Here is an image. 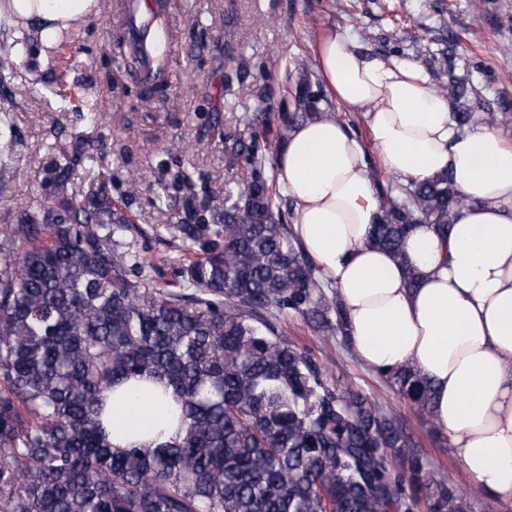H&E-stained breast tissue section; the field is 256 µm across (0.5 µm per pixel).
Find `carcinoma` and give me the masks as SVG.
Here are the masks:
<instances>
[{
	"label": "carcinoma",
	"mask_w": 512,
	"mask_h": 512,
	"mask_svg": "<svg viewBox=\"0 0 512 512\" xmlns=\"http://www.w3.org/2000/svg\"><path fill=\"white\" fill-rule=\"evenodd\" d=\"M437 85L474 94L441 51ZM321 86L301 83L286 112L248 118L252 179L197 184L181 169L158 180L157 201L182 265L161 288L125 209L106 182L80 187L81 139L63 140L53 191L37 210L15 206L0 226V512H405L420 507L422 458L399 422L365 397L330 386L325 371L273 319L293 311L326 342L346 333L314 262L297 245L282 197L264 173L274 142L299 122L331 117ZM0 131V192L20 178ZM378 187L371 243L402 257L413 224L448 232L464 205L452 177ZM165 384L183 437L153 453L116 450L100 425L104 396L136 376ZM385 379L433 421L432 388L407 366ZM394 449L395 463L384 449ZM442 486L427 512H448Z\"/></svg>",
	"instance_id": "carcinoma-1"
}]
</instances>
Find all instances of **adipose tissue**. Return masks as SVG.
<instances>
[{"mask_svg":"<svg viewBox=\"0 0 512 512\" xmlns=\"http://www.w3.org/2000/svg\"><path fill=\"white\" fill-rule=\"evenodd\" d=\"M10 11L47 42L98 13L99 0H0V15ZM315 65L337 103L364 113L386 172L404 185L448 174L466 204L447 235L413 225L395 258L370 242L378 200L363 142L335 118L311 119L275 156L295 240L333 284L358 359L418 368L469 477L512 504V141L478 114L459 126L420 64L370 56L349 30L325 34ZM175 407L170 391L137 377L113 391L101 422L113 447L151 452L179 440Z\"/></svg>","mask_w":512,"mask_h":512,"instance_id":"adipose-tissue-1","label":"adipose tissue"}]
</instances>
